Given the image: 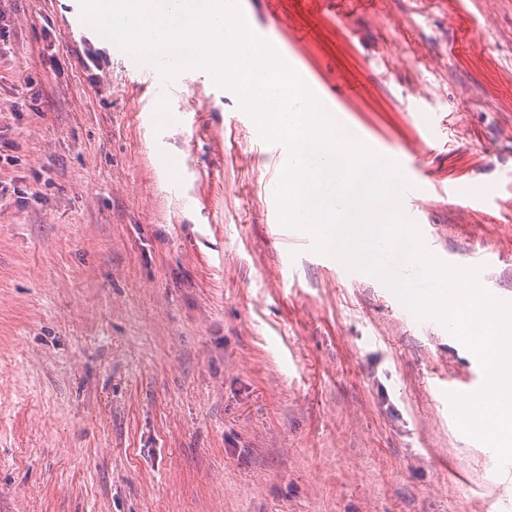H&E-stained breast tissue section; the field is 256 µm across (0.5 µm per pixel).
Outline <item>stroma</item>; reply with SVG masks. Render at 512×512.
<instances>
[{
    "label": "stroma",
    "instance_id": "obj_1",
    "mask_svg": "<svg viewBox=\"0 0 512 512\" xmlns=\"http://www.w3.org/2000/svg\"><path fill=\"white\" fill-rule=\"evenodd\" d=\"M245 8L373 147L438 127L422 224L512 297V0ZM82 13L0 0V512H499L448 399L479 363L280 225L234 91L145 85Z\"/></svg>",
    "mask_w": 512,
    "mask_h": 512
}]
</instances>
